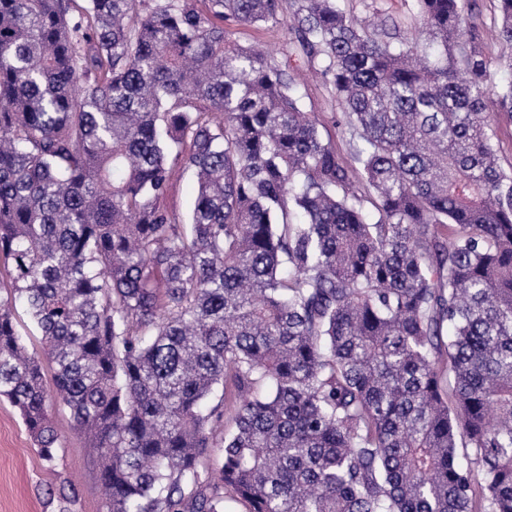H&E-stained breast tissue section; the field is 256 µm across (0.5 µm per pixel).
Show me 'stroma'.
<instances>
[{"instance_id": "1", "label": "stroma", "mask_w": 512, "mask_h": 512, "mask_svg": "<svg viewBox=\"0 0 512 512\" xmlns=\"http://www.w3.org/2000/svg\"><path fill=\"white\" fill-rule=\"evenodd\" d=\"M341 6L359 18L379 13L408 32L416 25L408 0H341ZM226 28L232 41L262 48L299 80L305 109L313 112L322 133L337 150L348 153L349 135L342 123L341 106L296 48L287 25L258 29L230 22ZM195 194L190 173L175 170L163 205L176 223L186 222ZM53 416L62 447L54 465L49 466L40 458L18 412L8 401L0 400V512H59L64 493L75 496L70 512H104L95 452L86 447L68 409L55 406Z\"/></svg>"}]
</instances>
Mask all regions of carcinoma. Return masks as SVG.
<instances>
[{"instance_id": "carcinoma-1", "label": "carcinoma", "mask_w": 512, "mask_h": 512, "mask_svg": "<svg viewBox=\"0 0 512 512\" xmlns=\"http://www.w3.org/2000/svg\"><path fill=\"white\" fill-rule=\"evenodd\" d=\"M74 2L0 0V398L41 459L59 403L105 512H512V81L465 0H411L417 36L339 0ZM228 19L290 22L351 159ZM497 135L499 139V163L505 168L512 167V124L506 119H502L497 125ZM196 194V184L189 172L178 167L168 185L163 205L177 224L187 222L192 201Z\"/></svg>"}]
</instances>
